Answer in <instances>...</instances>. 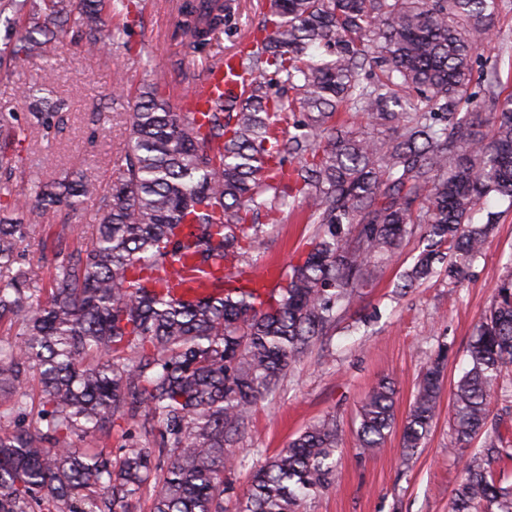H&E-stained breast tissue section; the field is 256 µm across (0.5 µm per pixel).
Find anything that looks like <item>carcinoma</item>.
I'll return each mask as SVG.
<instances>
[{"mask_svg": "<svg viewBox=\"0 0 512 512\" xmlns=\"http://www.w3.org/2000/svg\"><path fill=\"white\" fill-rule=\"evenodd\" d=\"M263 23L219 58L240 101L175 112L155 83L126 106L128 145L107 181L30 182L16 149L27 131L64 122L67 100L36 97L27 125L0 113V512H224L226 473L253 407L323 348L409 235L424 246L403 272L404 292L434 278L458 287L497 224L475 219L497 198L512 208V95L502 96L485 55L512 0H264ZM178 31L196 50L224 28L222 0H177ZM16 33L0 44V81L30 61L44 84L59 35L110 57L128 48L135 0H0ZM482 84L472 91L473 73ZM293 95H287V92ZM367 115L372 132L340 118ZM90 205L98 223L68 222ZM303 213L312 232L276 287L243 286L261 253L260 219ZM58 224L54 272L43 282L20 246L27 228ZM192 255L195 271L222 273L191 301L163 291ZM469 369L453 389V444L479 436L451 512H512V482L495 465L512 441L490 419V399L512 366V274L475 326ZM446 344L419 378L400 443L412 455L438 412ZM37 379L42 429L25 423ZM397 389L384 377L358 409L359 453L385 445ZM131 441L104 451L114 428ZM344 432L332 414L304 428L253 471L237 512H300L335 479Z\"/></svg>", "mask_w": 512, "mask_h": 512, "instance_id": "cac0c4a2", "label": "carcinoma"}]
</instances>
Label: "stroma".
I'll list each match as a JSON object with an SVG mask.
<instances>
[{"label":"stroma","mask_w":512,"mask_h":512,"mask_svg":"<svg viewBox=\"0 0 512 512\" xmlns=\"http://www.w3.org/2000/svg\"><path fill=\"white\" fill-rule=\"evenodd\" d=\"M230 3L223 31L199 51L171 36L179 20L175 0H144L142 23L131 33L133 53L129 56L90 58L71 37H64L50 64L55 75L53 90L70 101L68 119L56 134L38 133L22 144L21 154L31 157L34 173L45 181L77 174L108 176L128 143L126 103L113 98L116 77L124 76L131 92L159 80L166 83L172 98L185 97L205 64L233 52L262 19L257 0ZM41 74L40 65L30 63L18 67L11 81L0 82V112L25 116L27 105L20 92L40 85ZM485 208L498 212L500 221L462 287L451 289L445 282L430 281L395 298L400 276L418 252V236H409L349 312L354 320L377 306L383 313L380 321L357 330L339 327L328 341L333 358H323L320 350H313L273 402L255 407L239 443L248 465L228 477L226 512H235L252 468L286 447L306 425L332 413L343 419L345 431L337 476L329 489L307 499L303 512H450L462 462L482 442L477 439L449 453L447 410H440L423 447L409 458L404 457L395 434L375 454L357 456L352 431L357 408L383 377L396 382V418L404 420L438 338L448 342L445 387H452L467 368L473 328L491 305L496 285L512 274V210L494 199ZM267 231L260 264L285 265L312 228L288 221L268 226Z\"/></svg>","instance_id":"1"}]
</instances>
